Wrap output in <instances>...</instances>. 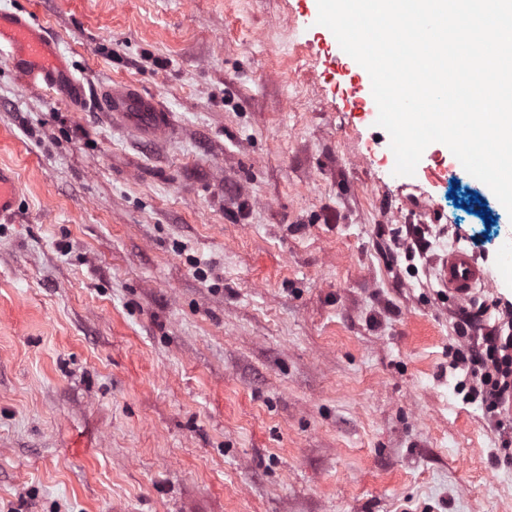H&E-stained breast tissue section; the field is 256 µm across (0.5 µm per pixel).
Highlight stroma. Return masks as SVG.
<instances>
[{"label": "stroma", "mask_w": 512, "mask_h": 512, "mask_svg": "<svg viewBox=\"0 0 512 512\" xmlns=\"http://www.w3.org/2000/svg\"><path fill=\"white\" fill-rule=\"evenodd\" d=\"M311 2L0 0L85 89L0 54V512H512L470 299L406 254L452 237L497 323L512 216L444 144L394 175ZM117 83L171 130L109 124ZM19 191L15 176L0 166V221L9 220L15 212Z\"/></svg>", "instance_id": "35a3bbf8"}]
</instances>
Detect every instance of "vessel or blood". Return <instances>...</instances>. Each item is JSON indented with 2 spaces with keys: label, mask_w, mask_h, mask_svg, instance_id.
Here are the masks:
<instances>
[{
  "label": "vessel or blood",
  "mask_w": 512,
  "mask_h": 512,
  "mask_svg": "<svg viewBox=\"0 0 512 512\" xmlns=\"http://www.w3.org/2000/svg\"><path fill=\"white\" fill-rule=\"evenodd\" d=\"M2 46L8 48L12 67L23 79L42 83L68 98L78 94L79 89L56 43L45 35L35 20L18 13L0 11ZM97 103L110 120L131 127L145 138L171 125L169 112L161 109L153 98L131 86L107 89ZM18 195L13 172L0 167V221L12 217ZM439 278L450 293L463 299L484 281L485 276L472 255L455 250L442 259Z\"/></svg>",
  "instance_id": "1"
}]
</instances>
